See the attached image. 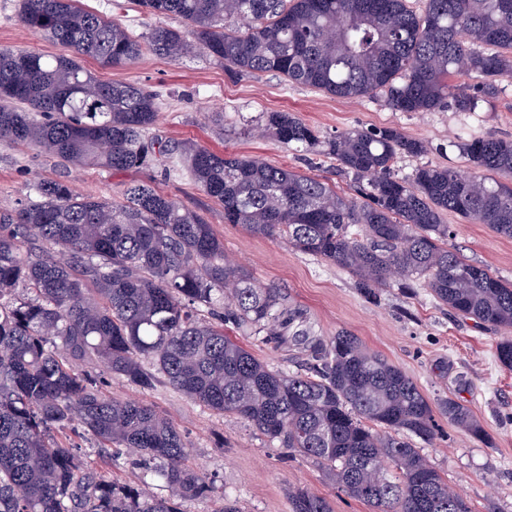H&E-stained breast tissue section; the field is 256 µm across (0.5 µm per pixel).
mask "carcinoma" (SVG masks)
<instances>
[{"mask_svg": "<svg viewBox=\"0 0 512 512\" xmlns=\"http://www.w3.org/2000/svg\"><path fill=\"white\" fill-rule=\"evenodd\" d=\"M79 0H19L18 21L72 49L45 55L0 49V145L27 144L64 168L114 172L162 166L190 176L224 209V223L281 238L349 270L360 290L425 288L437 305L504 332L496 345L512 371V282L448 248L452 212L512 238V139L471 137L475 170L423 165L392 171L422 142L394 128L323 138L289 112H265L278 142L336 160L351 196L258 157H224L197 144L148 136L158 94L99 79L90 57L120 67L146 50L178 58L196 41L237 76L281 75L342 98L381 94L399 112H475L512 78V0H137L155 25L139 36ZM461 75L479 79L461 86ZM0 208V512H184L215 499L240 512L190 460L182 433L151 406L117 399L112 379L164 383L232 414L290 456L310 460L370 512H472L412 438L430 442L446 418L482 438L481 421L450 397L432 402L414 380L348 331L308 341L309 362L273 370L229 336L281 344L303 311L224 252L198 213L153 185H123V203L45 179ZM165 484L168 497L84 464L71 435ZM290 512H333L304 489Z\"/></svg>", "mask_w": 512, "mask_h": 512, "instance_id": "cac0c4a2", "label": "carcinoma"}]
</instances>
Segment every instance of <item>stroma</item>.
Returning <instances> with one entry per match:
<instances>
[{
    "label": "stroma",
    "mask_w": 512,
    "mask_h": 512,
    "mask_svg": "<svg viewBox=\"0 0 512 512\" xmlns=\"http://www.w3.org/2000/svg\"><path fill=\"white\" fill-rule=\"evenodd\" d=\"M80 2L138 35L158 23L182 25L173 16L144 14L135 0ZM17 4L18 0H0V49L63 54V46L19 23ZM83 65L101 79L158 93L159 112L151 135L171 142L192 140L227 156L257 155L335 185L340 193L347 192L348 185L334 160L315 155L306 162L294 149L251 133L260 114L295 113L324 137L353 127L398 129L426 146L421 156L398 159L395 170L402 175L431 163L466 170L459 141L486 133L512 138V83L492 105L477 112H399L379 95L343 99L271 73L236 77L199 48L179 59L148 52L119 69L100 68L88 57ZM212 112L223 113V120H209ZM59 173L54 160L35 149L0 147V203L25 199L35 181ZM68 178L77 193L116 204L122 200L124 182L152 183L212 224L229 256L250 269L260 283L281 288L304 310L316 336L326 340L339 331H350L400 367L426 397L450 396L467 405L483 422L487 439H475L444 420L440 435L424 445L423 452L475 512H483L491 500L502 512H512V372L501 369L495 359L496 334L448 314L423 288H389L379 300L368 299L358 290L354 276L336 264L300 253L282 240L225 223L222 206L190 177L168 175L159 167L122 174L86 167L69 169ZM442 219L452 230L450 245L467 260L512 281V238L501 237L487 225L468 223L455 213H444ZM109 392L115 398L143 401L174 422L194 464L237 501L241 512H289L288 491L293 487L327 497L333 512H369L366 505L338 491L310 461L286 458L283 448L236 416L213 412L162 384L143 390L115 380Z\"/></svg>",
    "instance_id": "obj_1"
}]
</instances>
